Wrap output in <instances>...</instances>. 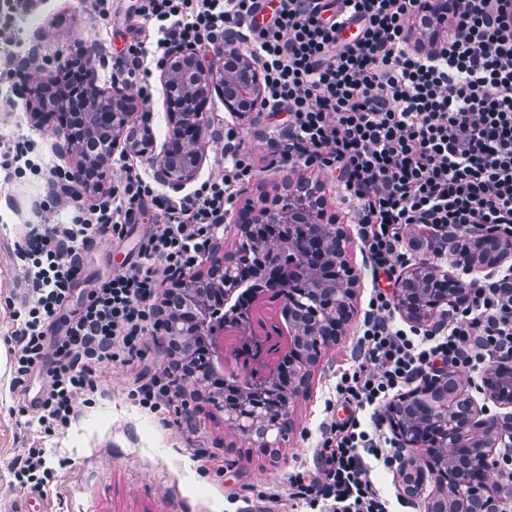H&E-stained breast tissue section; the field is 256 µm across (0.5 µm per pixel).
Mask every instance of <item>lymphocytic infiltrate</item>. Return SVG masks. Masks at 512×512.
<instances>
[{
    "label": "lymphocytic infiltrate",
    "instance_id": "obj_1",
    "mask_svg": "<svg viewBox=\"0 0 512 512\" xmlns=\"http://www.w3.org/2000/svg\"><path fill=\"white\" fill-rule=\"evenodd\" d=\"M421 3L278 0L261 22L262 0H131L136 23L115 74L150 104L152 63L181 45L215 53L226 31L237 32L262 72V111L288 115L266 166L316 161L338 172L367 261L393 278L414 259L405 238L413 225L430 230L426 248L442 262L450 240L478 230L512 239V0H455L436 53L410 40ZM348 25L356 28L350 39L342 36ZM225 138V162L191 192L169 196L145 169L122 161L111 192L89 206L73 173L32 162V140L0 149L5 179L29 173L47 189L29 206L45 230L23 249L26 309L12 332V387L33 367L46 371L40 434L68 429L103 364L142 357L143 338L159 322L161 277L190 271L210 253L238 184L256 172L238 131ZM149 209L158 221L139 238L137 262L100 279L62 334L49 336L97 239L123 241ZM61 211L68 220L55 223ZM394 313L391 296L373 287L358 329L361 356L334 386L350 413L327 414L315 474L289 480L300 512H392L371 477L392 461L383 413L440 367L479 372L512 357V267L469 278L464 303L431 328L403 326Z\"/></svg>",
    "mask_w": 512,
    "mask_h": 512
}]
</instances>
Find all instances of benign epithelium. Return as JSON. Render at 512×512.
Returning a JSON list of instances; mask_svg holds the SVG:
<instances>
[{"label":"benign epithelium","mask_w":512,"mask_h":512,"mask_svg":"<svg viewBox=\"0 0 512 512\" xmlns=\"http://www.w3.org/2000/svg\"><path fill=\"white\" fill-rule=\"evenodd\" d=\"M454 0H425L422 11L444 21ZM218 64L205 67L197 63L191 46H179L161 68L171 132L161 152H153L150 130L131 121L127 86L112 79V89H100L92 77L93 69L83 67L86 84L78 112L66 111L71 97L57 78L38 79L29 88V118L36 127L58 120L67 130L69 149L65 154L74 175L86 188L98 185L101 169L118 148L147 157L154 177L174 191L180 190L199 170L203 155L199 149L210 127L204 112L207 96L216 92L224 99V109L235 114L259 111L262 76L258 64L238 47L237 39H224V52ZM242 240L232 252L216 259L206 270L188 282H177L162 293V298L187 297L197 306L204 298L194 289L212 286L211 300L231 299L241 270L252 264L254 252L279 250V241L258 243L251 234L259 224H298L304 233L294 243L307 273H320L331 261L337 273L336 287L302 288L293 291L285 282L272 285V292L296 310L288 315V387H272L277 372L261 383L240 384L230 394L218 395L213 377L184 352L186 336L205 335L201 314H182L162 310L160 328L170 342L173 355L180 358L184 379L207 391L210 400L224 410V421L233 430L257 435L259 448H274L288 434V404L310 375L312 367L342 335L351 314L357 279L346 260V235L327 217L316 191L306 185L294 193L276 197L270 205L255 210L247 206L239 212ZM455 265L467 271L500 266L512 257V243L503 246L494 238L477 237L471 247L455 251ZM465 301L461 280L440 273L430 264L415 266L401 280L395 294L396 308L407 318L422 322L446 305ZM491 399L503 407L512 406V364L500 363L484 377ZM472 397L459 392L454 379L446 374L426 378L388 406L385 418L405 451L418 448L422 455H398V472L405 491L418 495L427 481H434L440 495L428 504V512H498L490 494L488 479L494 469L493 451L503 437H512V415L481 417Z\"/></svg>","instance_id":"obj_1"}]
</instances>
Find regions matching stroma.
<instances>
[{
	"label": "stroma",
	"instance_id": "obj_1",
	"mask_svg": "<svg viewBox=\"0 0 512 512\" xmlns=\"http://www.w3.org/2000/svg\"><path fill=\"white\" fill-rule=\"evenodd\" d=\"M129 20L124 10L113 11L107 21L93 20L84 0H40L32 10L0 8V69L15 41L40 38L41 52L53 59L94 58L97 84L110 89L112 68L121 56ZM41 62L30 71L14 72L11 81L0 83V142L21 138L37 141L47 160L57 161L67 149L65 132L55 127L35 128L29 120L26 98L14 95L12 83H31L41 74ZM212 135L205 142L206 157L198 173L206 179L224 155L227 124H235L254 158L268 154L270 135L281 128L284 115L236 118L224 109L218 95L206 105ZM319 186L324 209L347 236V259L357 279L353 313L341 338L323 351L312 367L307 385L289 404L292 428L279 447L255 448L251 440L230 429L224 413L206 397L182 384L181 423L162 426L158 415L141 409L128 397L135 381L147 382L165 369H173L167 340L159 333L144 339L142 364H112L96 379L92 402L77 399V418L62 435L42 437L36 426L18 415L19 398L11 388L12 371L0 375V512H16L30 501V512H245V495L258 491L276 493L264 512H290L288 485L292 474L313 470V449L325 416V401L336 382V372L351 357L356 329L367 306L373 273L364 261L353 207L337 176L312 164L295 163L266 169L238 186L234 210L261 208L283 194L285 184ZM42 181L31 177L0 182V348L11 350L13 309L8 299H20L24 274L13 255L14 244L27 227L28 206L43 196ZM147 223L134 225L122 243L101 237L88 254L83 274L73 291L70 309L96 281L129 268L137 259L135 244ZM31 448L47 451L50 482L45 489L17 479L13 464ZM374 479L389 499H400L396 512H426L428 500L437 493L427 483L416 498H405L396 467L374 471Z\"/></svg>",
	"mask_w": 512,
	"mask_h": 512
}]
</instances>
